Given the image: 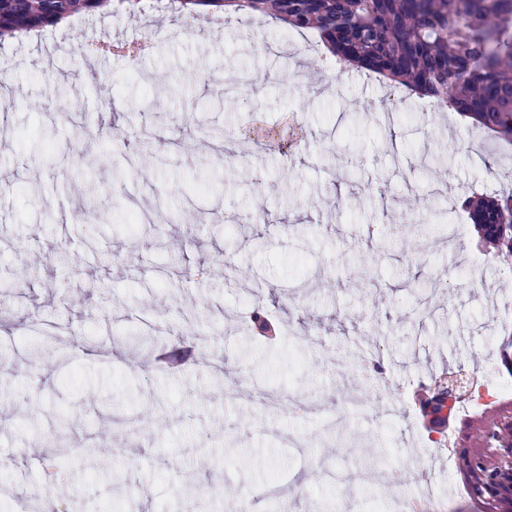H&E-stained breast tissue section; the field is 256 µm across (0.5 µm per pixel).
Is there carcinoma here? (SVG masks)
<instances>
[{"mask_svg":"<svg viewBox=\"0 0 512 512\" xmlns=\"http://www.w3.org/2000/svg\"><path fill=\"white\" fill-rule=\"evenodd\" d=\"M266 14L293 30H314L338 64L472 115L512 139V0H152V8L198 18L188 5ZM112 0H0V40L94 16ZM460 207L504 263L512 261V193L468 197ZM489 447L512 448V422L487 429ZM471 499L495 512L512 480V459L461 456Z\"/></svg>","mask_w":512,"mask_h":512,"instance_id":"obj_1","label":"carcinoma"}]
</instances>
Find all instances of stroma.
Listing matches in <instances>:
<instances>
[{"label": "stroma", "mask_w": 512, "mask_h": 512, "mask_svg": "<svg viewBox=\"0 0 512 512\" xmlns=\"http://www.w3.org/2000/svg\"><path fill=\"white\" fill-rule=\"evenodd\" d=\"M118 34L149 53L78 67ZM319 56L277 20L187 31L149 10L0 43V512H164L185 485L177 512H397L389 488L414 495L420 398L448 370L502 368L487 295L512 298V275L460 202L512 189V141L408 96L389 121L385 84ZM158 81L174 91L154 98ZM105 100L116 131L78 143L56 120L95 124ZM243 298L274 340H253ZM461 453L439 449L436 497L483 512Z\"/></svg>", "instance_id": "stroma-1"}]
</instances>
